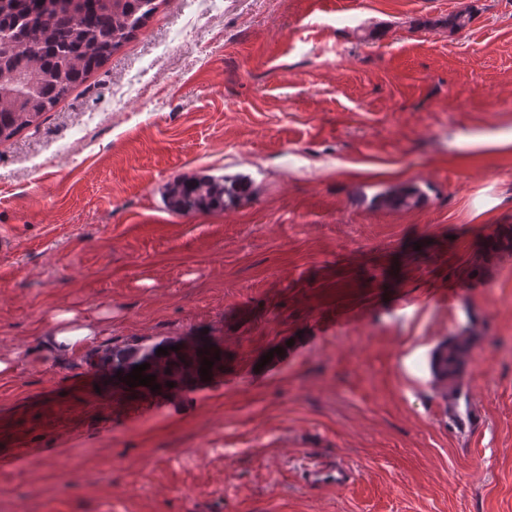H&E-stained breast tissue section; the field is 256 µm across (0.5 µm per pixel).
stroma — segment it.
<instances>
[{
  "mask_svg": "<svg viewBox=\"0 0 512 512\" xmlns=\"http://www.w3.org/2000/svg\"><path fill=\"white\" fill-rule=\"evenodd\" d=\"M199 174L250 193L169 210ZM60 309L100 337L41 360ZM457 337L451 403L431 361ZM191 343L223 372L113 387V350ZM16 350L0 512H512V0H162L0 143ZM248 193L249 183L244 177L204 174L169 182L164 202L169 210L177 213L213 212L224 210L226 204L242 199ZM311 479L320 485L344 487L350 483V472L342 464L328 462L314 468Z\"/></svg>",
  "mask_w": 512,
  "mask_h": 512,
  "instance_id": "stroma-1",
  "label": "stroma"
}]
</instances>
